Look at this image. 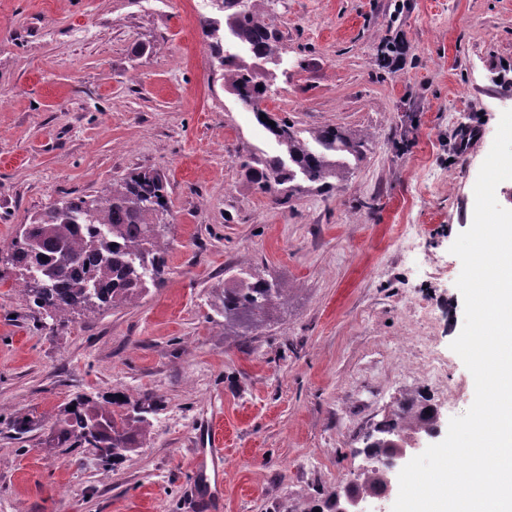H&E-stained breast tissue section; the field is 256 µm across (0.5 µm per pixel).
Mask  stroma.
<instances>
[{"instance_id": "stroma-1", "label": "stroma", "mask_w": 512, "mask_h": 512, "mask_svg": "<svg viewBox=\"0 0 512 512\" xmlns=\"http://www.w3.org/2000/svg\"><path fill=\"white\" fill-rule=\"evenodd\" d=\"M261 9L280 54L271 115L306 136L369 135L343 185L285 202L236 162L279 148L213 65L211 0H0V251L60 196L142 169L165 176L173 215L164 282L131 304L55 324L0 267V512H207L192 457L210 439L214 512H335L366 436L403 402L426 399L445 424L471 406L450 348L464 324L450 247L512 109V0ZM405 224L425 227L409 255ZM249 276L288 303L225 335L224 285ZM116 392L157 404L142 448L109 465L58 446L72 401Z\"/></svg>"}]
</instances>
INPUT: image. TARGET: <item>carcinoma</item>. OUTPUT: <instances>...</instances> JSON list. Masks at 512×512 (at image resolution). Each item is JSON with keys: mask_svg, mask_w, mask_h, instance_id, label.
I'll use <instances>...</instances> for the list:
<instances>
[{"mask_svg": "<svg viewBox=\"0 0 512 512\" xmlns=\"http://www.w3.org/2000/svg\"><path fill=\"white\" fill-rule=\"evenodd\" d=\"M224 26L246 47L253 62L224 51L223 33L206 27L212 57L223 71L224 86L244 98L255 117L270 119L263 107L272 84L260 60L278 58L277 40L257 8L256 0H218ZM281 148L277 156L248 153L239 156L240 166L252 175L262 195L277 201L302 191L297 179L317 189H328L347 178L344 157L363 155L367 134L326 127L314 143L302 140L293 126L262 123ZM288 166H283V157ZM173 224L165 177L142 170L112 182L98 197L62 196L53 201L12 240L0 261L24 276L21 292L29 306L57 322L91 306L128 304L140 297L147 282L161 280L166 266L167 231ZM37 271L49 283L35 288L29 274ZM288 302V289L265 278L237 279L224 287V328L259 320ZM73 410L58 425V440L72 447L98 448L101 458L114 463L142 447L150 435L153 403L145 398L131 402L114 396L103 406L88 398L72 402ZM434 409L411 400L399 407L395 418L384 424L398 438L418 433L432 423ZM366 447L376 458L359 473L355 489L365 496L377 495L383 485L385 461L390 449L387 436L370 439Z\"/></svg>", "mask_w": 512, "mask_h": 512, "instance_id": "1", "label": "carcinoma"}]
</instances>
